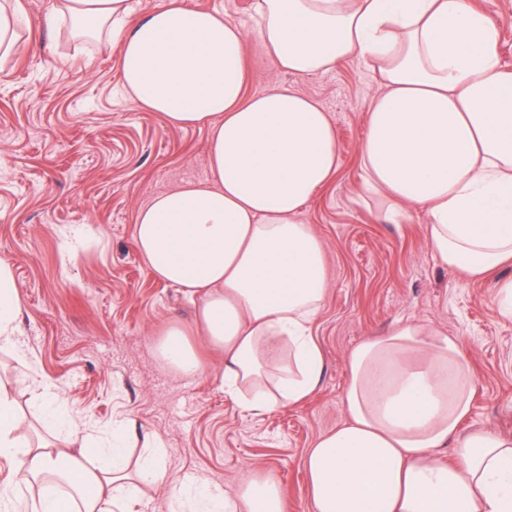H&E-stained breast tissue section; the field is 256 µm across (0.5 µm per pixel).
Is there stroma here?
<instances>
[{
    "instance_id": "stroma-1",
    "label": "stroma",
    "mask_w": 512,
    "mask_h": 512,
    "mask_svg": "<svg viewBox=\"0 0 512 512\" xmlns=\"http://www.w3.org/2000/svg\"><path fill=\"white\" fill-rule=\"evenodd\" d=\"M498 26V54L512 69V0H471ZM19 53L0 73V262L11 267L22 312L12 345L0 347V380L49 384L59 402L26 395L17 410L33 436L67 435L82 416L104 439L123 423L164 445L172 481L232 489L253 468L280 481L288 512H311L304 458L345 420L352 351L406 321L459 339L469 358L472 408L465 428L512 436V316L496 302L498 275L472 280L441 265L426 237L429 216L382 222L362 196L360 144L378 91L368 66L345 61L301 77L265 65L249 44L248 93L287 84L316 98L336 126L339 172L302 210L321 239L329 291L312 335L321 381L301 404L261 415L224 392L221 356L206 370L174 372L155 342L170 324L191 325L193 305L155 279L133 243L138 210L155 195L209 176L210 132L171 127L124 93L117 48L74 42L49 26L51 0H23Z\"/></svg>"
}]
</instances>
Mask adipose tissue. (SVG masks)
Segmentation results:
<instances>
[{"label":"adipose tissue","mask_w":512,"mask_h":512,"mask_svg":"<svg viewBox=\"0 0 512 512\" xmlns=\"http://www.w3.org/2000/svg\"><path fill=\"white\" fill-rule=\"evenodd\" d=\"M252 32L182 0L137 17L133 0H54L50 22L119 50L131 100L174 127H207L210 176L155 196L138 212L136 249L150 273L194 304L199 335L173 324L156 346L194 374L200 347L224 359V391L261 415L303 402L324 360L311 327L328 293L321 240L299 214L338 174L336 127L314 98L282 84L248 95L247 48L302 77L350 57L380 85L360 145L363 190L387 222L426 209L430 246L472 279L512 265V70L499 30L470 0H256ZM21 0H0V63L19 52ZM21 301L0 264V340ZM345 420L308 451L311 512H512V438L464 429L473 371L457 338L408 322L359 345L348 362ZM61 442L32 447L14 397L0 388V457L19 486L67 464L71 495L45 488L33 512H134L139 486L168 482L160 449L128 472L72 419ZM452 451L443 462L440 449ZM96 460L85 468L82 457ZM176 512H286L273 475L249 472L227 494Z\"/></svg>","instance_id":"ef3b65f1"}]
</instances>
